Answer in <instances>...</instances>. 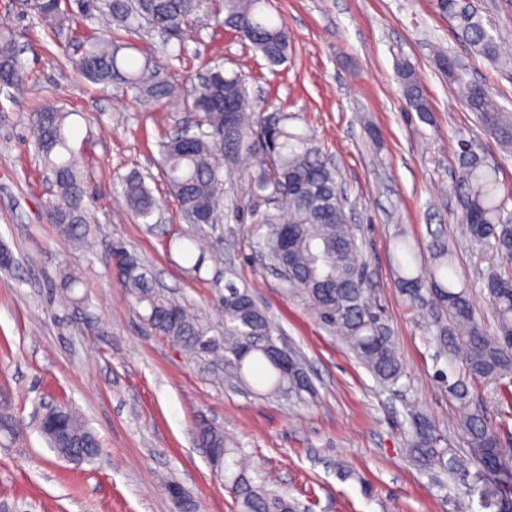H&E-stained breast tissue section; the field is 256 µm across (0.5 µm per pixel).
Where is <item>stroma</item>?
Wrapping results in <instances>:
<instances>
[{"mask_svg":"<svg viewBox=\"0 0 512 512\" xmlns=\"http://www.w3.org/2000/svg\"><path fill=\"white\" fill-rule=\"evenodd\" d=\"M294 52L269 65L210 16L183 40L140 32L174 85L222 65L246 75L251 94L294 114L295 131L316 134L336 164L363 239L362 259L394 331L405 371L389 391L317 318L252 247L249 218L191 224L169 193L159 143L194 115L184 103L143 106L132 93L93 84L72 66L82 42L107 33L97 18H77L47 35L21 0H0V27L23 48L25 97L0 89V244L15 257L0 273V401L20 422L15 438L0 435V503L18 512H175L170 484L199 512H232L234 501L213 471L195 426L221 427L270 488L308 512H486L478 496L449 483L434 488L409 460L404 434L423 414L452 443L458 416L436 381L427 317L396 288L398 264L425 265L430 228L442 230L459 275L469 284L475 317L492 326L482 275L500 260L470 241L457 219L453 186L460 140L472 141L512 186V156L502 152L436 70L429 47L467 56L434 0H270ZM408 58L431 109L423 123L406 104L395 76ZM474 78L512 111V71L467 56ZM52 102L75 112L71 130L87 195L92 235L74 249L45 221L50 189L33 149L28 117ZM139 174L158 208L150 221L127 212L120 182ZM210 249L191 275L177 238ZM124 247L157 283L209 322L222 324L225 279L249 289L280 336L304 360L314 395L304 400L259 397L227 385L224 364L187 356L150 331L115 277L110 255ZM79 273L75 302L60 304L63 272ZM71 405L100 439L90 462L59 459L34 422L40 402Z\"/></svg>","mask_w":512,"mask_h":512,"instance_id":"1","label":"stroma"}]
</instances>
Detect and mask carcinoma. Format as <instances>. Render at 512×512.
Segmentation results:
<instances>
[{"label":"carcinoma","instance_id":"carcinoma-1","mask_svg":"<svg viewBox=\"0 0 512 512\" xmlns=\"http://www.w3.org/2000/svg\"><path fill=\"white\" fill-rule=\"evenodd\" d=\"M266 2L218 0L214 17L268 64L280 65L292 54L293 43L286 24L265 11ZM207 4L209 0H75L78 13L99 12L118 32L137 33L144 20L169 39L182 34L187 19ZM435 6L453 22L456 39L471 54L512 69V58L502 54L496 27L469 0H435ZM33 13L51 30L63 28L71 17L61 0H35ZM133 49L119 35H102L82 49L75 66L90 82L126 89L145 105L180 97L197 113L195 131L167 137L161 151L170 192L189 223H219L226 208L224 174L241 171L246 192L233 204V212L267 228L255 242L256 251L266 255L277 251L273 225L287 226L288 251L283 260L288 283L306 296L320 322L346 342L379 383L397 386L404 371L394 333L372 296L369 281L362 279L363 242L350 221L351 205L335 165L315 139L290 130V114L251 97L241 73L229 75L217 65L180 90L152 56L139 59L130 54ZM432 58L461 104L504 151L512 153V112L504 111L457 58L439 47L432 49ZM1 78L17 92L25 87L20 48L7 28L0 29ZM396 78L419 119L429 121V104L414 65L398 60ZM70 116L47 104L31 115L30 126L36 155L52 173L48 222L60 237L85 244L90 223L84 181L68 139ZM122 194L127 210L137 218L148 219L157 207L138 176L122 180ZM455 195L458 219L469 237L479 242L494 240L496 255L512 263V211L508 209L512 190L502 185L495 167L465 139L460 140ZM177 250L189 269L200 270L205 260L201 243L182 240ZM427 252L430 263L425 269L412 272L400 266L397 287L407 302H427L441 314L434 334L438 356L463 355L462 369L448 373L438 369L435 377L446 383L456 403L465 455L419 416L411 420L407 453L420 469L432 474L438 490L448 491V483L440 478L447 474L478 492L485 508L512 512V452L504 448L499 431L487 424L469 389L473 381L512 377V271L493 268L483 276V288L494 308L495 327L490 332L475 318L469 284L458 277L447 239L431 233ZM133 263L135 270L120 284L143 307L144 320L156 335L194 354L222 353L224 377L254 394L259 390L249 373L256 367L264 370L259 383L266 387V395L300 399L312 393L300 361L284 369L270 358L267 345L276 327L248 289L230 280L224 283V330L220 331L156 288L144 266L136 259ZM51 413L66 422L61 433L40 430L57 457L82 463L98 456L99 440L78 412L63 403L51 405ZM197 435L202 445L224 449V483L232 491L235 512H294L295 503L288 496L266 489L250 476L224 430L202 422L197 424Z\"/></svg>","mask_w":512,"mask_h":512}]
</instances>
